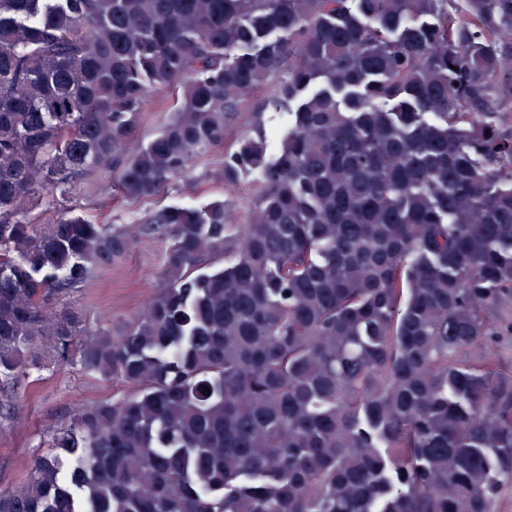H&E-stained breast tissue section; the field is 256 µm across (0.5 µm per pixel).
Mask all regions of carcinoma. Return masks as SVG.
Listing matches in <instances>:
<instances>
[{"instance_id": "cac0c4a2", "label": "carcinoma", "mask_w": 512, "mask_h": 512, "mask_svg": "<svg viewBox=\"0 0 512 512\" xmlns=\"http://www.w3.org/2000/svg\"><path fill=\"white\" fill-rule=\"evenodd\" d=\"M278 78L280 147L171 206L165 284L87 336L44 299L130 246L45 196L129 200ZM171 118L130 149L155 92ZM224 255V268L204 272ZM132 395L75 413L0 512H496L512 491V0H0V392L44 356ZM261 191V185L256 176L244 177L235 192L236 214L241 224L249 220L253 203Z\"/></svg>"}]
</instances>
